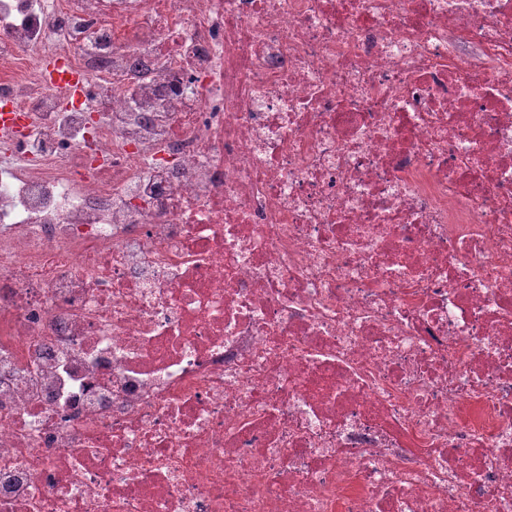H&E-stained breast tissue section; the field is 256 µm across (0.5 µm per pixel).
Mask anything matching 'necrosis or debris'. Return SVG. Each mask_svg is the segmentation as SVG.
Listing matches in <instances>:
<instances>
[{"instance_id": "necrosis-or-debris-1", "label": "necrosis or debris", "mask_w": 512, "mask_h": 512, "mask_svg": "<svg viewBox=\"0 0 512 512\" xmlns=\"http://www.w3.org/2000/svg\"><path fill=\"white\" fill-rule=\"evenodd\" d=\"M0 512H512V0H0Z\"/></svg>"}]
</instances>
